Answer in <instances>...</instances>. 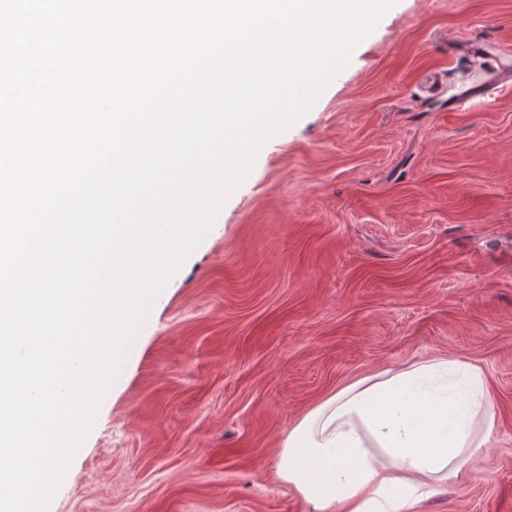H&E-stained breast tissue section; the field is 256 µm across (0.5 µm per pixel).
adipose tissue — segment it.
Listing matches in <instances>:
<instances>
[{
	"label": "adipose tissue",
	"mask_w": 512,
	"mask_h": 512,
	"mask_svg": "<svg viewBox=\"0 0 512 512\" xmlns=\"http://www.w3.org/2000/svg\"><path fill=\"white\" fill-rule=\"evenodd\" d=\"M494 428L481 371L434 357L322 400L285 437L278 475L314 512H412L467 469Z\"/></svg>",
	"instance_id": "1"
}]
</instances>
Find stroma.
Masks as SVG:
<instances>
[{
  "label": "stroma",
  "mask_w": 512,
  "mask_h": 512,
  "mask_svg": "<svg viewBox=\"0 0 512 512\" xmlns=\"http://www.w3.org/2000/svg\"><path fill=\"white\" fill-rule=\"evenodd\" d=\"M496 58L512 0H397L160 294L49 512H313L289 429L433 356L496 425L414 512H512V86L460 102Z\"/></svg>",
  "instance_id": "obj_1"
}]
</instances>
